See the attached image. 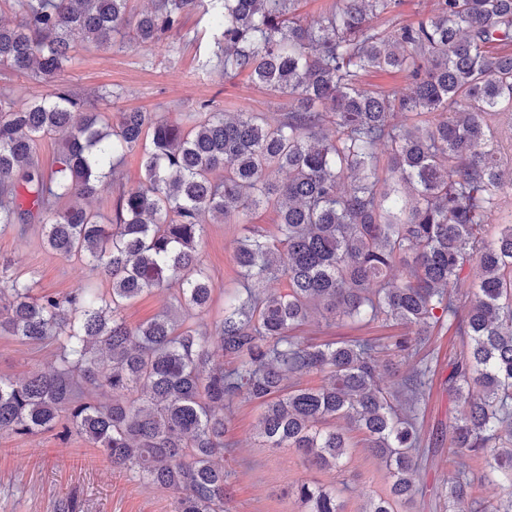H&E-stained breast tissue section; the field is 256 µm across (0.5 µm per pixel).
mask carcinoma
I'll use <instances>...</instances> for the list:
<instances>
[{
    "label": "carcinoma",
    "mask_w": 512,
    "mask_h": 512,
    "mask_svg": "<svg viewBox=\"0 0 512 512\" xmlns=\"http://www.w3.org/2000/svg\"><path fill=\"white\" fill-rule=\"evenodd\" d=\"M24 15L0 25V68L62 79L76 60L71 37L105 47L129 25L128 0H17ZM300 0H154L137 43L161 42L195 11L212 13L224 75L288 96L284 119L229 114L209 103L181 122L159 112H105L63 88L17 101L0 96V229L17 223L19 192L43 224L47 247L80 256L108 292L80 285L34 294L0 279V332L59 343L61 366L0 379V433H76L116 469L177 493L174 512H224V403L261 409L269 448H294L319 470L345 465L343 420L389 471L390 497L365 512H394L419 491L418 398L430 367L417 346L443 326L462 342L448 392L462 405L448 424V512H473L469 471L481 455L512 512V222L496 224L512 194V151L497 140L512 124V0H433L410 23L402 0H335L313 21ZM382 14L385 27L374 24ZM367 72L406 74L412 90L370 89ZM65 141L55 167L39 166L41 138ZM139 148L144 178L122 192L109 224L72 198L117 180L118 159ZM271 208L277 235L251 224ZM241 224L234 258L244 292L225 295L215 364L205 333L178 330L166 312L132 327L127 304L178 283L177 307L206 310L214 285L202 266L203 217ZM473 289L463 292L472 265ZM282 277L283 293L258 284ZM326 320L391 323L381 342L305 343L313 312ZM407 375L384 385L377 357ZM322 374L319 387L285 385ZM110 400L103 402L98 393ZM307 512H343L336 491L295 488Z\"/></svg>",
    "instance_id": "carcinoma-1"
}]
</instances>
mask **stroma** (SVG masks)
I'll return each instance as SVG.
<instances>
[{
  "label": "stroma",
  "mask_w": 512,
  "mask_h": 512,
  "mask_svg": "<svg viewBox=\"0 0 512 512\" xmlns=\"http://www.w3.org/2000/svg\"><path fill=\"white\" fill-rule=\"evenodd\" d=\"M76 61L63 82L80 97L91 99L105 89L117 91L108 110L159 112L181 120L201 102L215 100L224 111L260 112L277 121L288 112L290 100L259 88L247 75L225 76L216 56L209 19L193 12L180 31L159 44H136L131 30L115 35L113 44L97 48L78 43ZM143 176L142 153L125 155L118 166L116 188L87 200L103 222L112 219L119 190L138 185ZM244 234L242 225L209 222L200 244V256L215 292L206 312H177L185 327L206 331L214 362L222 352L216 318L224 306L225 290L237 289L239 273L234 247ZM30 278L36 291L64 293L91 279L88 266L76 258L53 253L46 245L41 224L22 216L16 227L0 230V266ZM392 328L331 322L312 317L297 335L308 343L374 339L392 335ZM459 339L440 330L421 346L420 356L433 362L435 372L420 400L419 421L423 442L419 491L413 500L397 505V512H448V499L436 483V470L448 464V416L460 405L448 393V364ZM59 364L57 344H31L0 334V379L19 380L35 371H53ZM230 449L224 455L227 512H306L290 489L304 479L335 489L343 512H364L369 499L387 495L390 480L384 464L361 448V433L352 432L357 446L346 465L333 471L317 470L291 448H269L257 435L259 408L252 403L225 404ZM72 498L75 512H172L176 494L112 469L80 436L61 440L55 433L0 434V512H57V504Z\"/></svg>",
  "instance_id": "stroma-1"
}]
</instances>
